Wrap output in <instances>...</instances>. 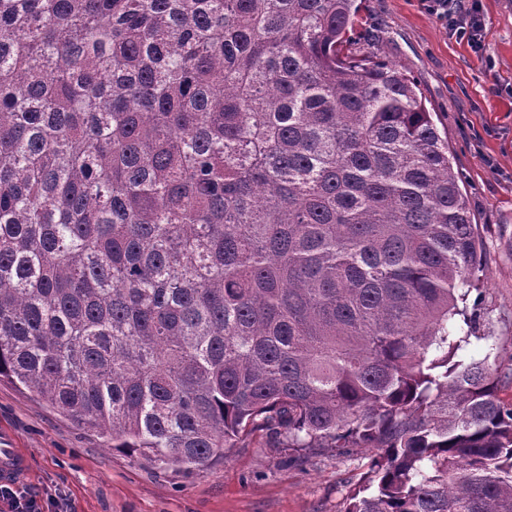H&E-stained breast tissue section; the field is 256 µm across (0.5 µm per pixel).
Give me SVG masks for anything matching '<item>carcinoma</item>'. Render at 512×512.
I'll use <instances>...</instances> for the list:
<instances>
[{"label":"carcinoma","mask_w":512,"mask_h":512,"mask_svg":"<svg viewBox=\"0 0 512 512\" xmlns=\"http://www.w3.org/2000/svg\"><path fill=\"white\" fill-rule=\"evenodd\" d=\"M360 2L0 0V379L159 467L372 448L344 512H512L483 242Z\"/></svg>","instance_id":"cac0c4a2"}]
</instances>
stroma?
Wrapping results in <instances>:
<instances>
[{"mask_svg":"<svg viewBox=\"0 0 512 512\" xmlns=\"http://www.w3.org/2000/svg\"><path fill=\"white\" fill-rule=\"evenodd\" d=\"M483 48L450 38L423 0H364V35L351 50L399 66L417 81L463 174L483 237L479 337L512 367V0H482ZM0 433L24 449L30 493L64 491L69 512H343L366 473L369 448L304 451L292 458L246 440L221 462L183 475L101 446L30 390L0 382Z\"/></svg>","mask_w":512,"mask_h":512,"instance_id":"1","label":"stroma"}]
</instances>
